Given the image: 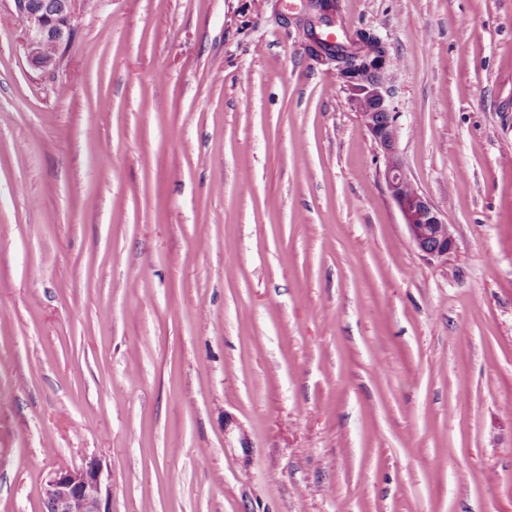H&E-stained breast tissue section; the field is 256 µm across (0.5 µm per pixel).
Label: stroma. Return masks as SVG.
Here are the masks:
<instances>
[{"mask_svg": "<svg viewBox=\"0 0 512 512\" xmlns=\"http://www.w3.org/2000/svg\"><path fill=\"white\" fill-rule=\"evenodd\" d=\"M306 13L83 0L44 73L0 0V512H512V0H338L444 263ZM330 35L334 34L314 30L308 40L321 61L334 64L351 106L371 136L383 161L380 177L401 213L411 243L429 259L448 260V255L457 247L452 224H448L447 218L413 186L399 157V127L386 76L389 60L386 43L379 39L377 48L371 49L369 43L355 33L347 43ZM337 47H344L354 55L351 59L356 61V68L334 58ZM111 481L100 460L55 470L44 487L45 512H111Z\"/></svg>", "mask_w": 512, "mask_h": 512, "instance_id": "1", "label": "stroma"}]
</instances>
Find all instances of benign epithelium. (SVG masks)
Returning a JSON list of instances; mask_svg holds the SVG:
<instances>
[{"instance_id": "1", "label": "benign epithelium", "mask_w": 512, "mask_h": 512, "mask_svg": "<svg viewBox=\"0 0 512 512\" xmlns=\"http://www.w3.org/2000/svg\"><path fill=\"white\" fill-rule=\"evenodd\" d=\"M9 11L21 17L22 49L28 64L42 72L55 71L76 34L79 0H7ZM314 26L333 24L336 0H310ZM321 61L335 67L351 106L371 136L383 161L379 170L389 196L401 213L411 243L427 258L444 261L456 250L452 225L421 194L407 176L398 152L396 112L387 80L389 52L383 40L372 49L352 35L341 42L328 33L309 35ZM112 486L100 460L77 468L55 470L44 487L45 512H111Z\"/></svg>"}]
</instances>
